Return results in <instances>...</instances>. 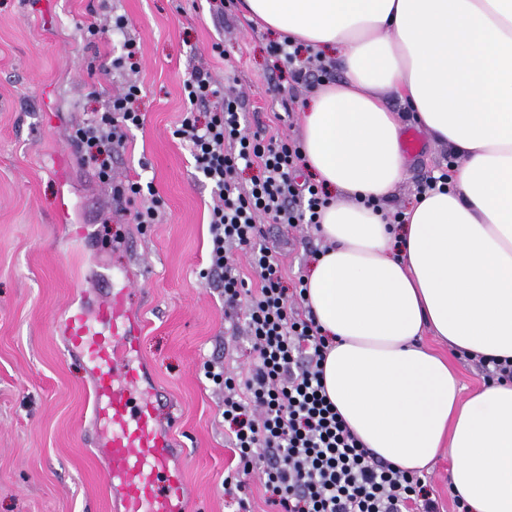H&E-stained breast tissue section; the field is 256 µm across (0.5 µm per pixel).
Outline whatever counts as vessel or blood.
Here are the masks:
<instances>
[{
  "mask_svg": "<svg viewBox=\"0 0 512 512\" xmlns=\"http://www.w3.org/2000/svg\"><path fill=\"white\" fill-rule=\"evenodd\" d=\"M59 327L68 349L89 366L96 447L122 512H185L184 476L171 466L156 425L160 397L144 384L125 289H111L94 307L66 309Z\"/></svg>",
  "mask_w": 512,
  "mask_h": 512,
  "instance_id": "b4317fda",
  "label": "vessel or blood"
}]
</instances>
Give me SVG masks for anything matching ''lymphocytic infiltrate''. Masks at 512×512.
Segmentation results:
<instances>
[{
	"label": "lymphocytic infiltrate",
	"mask_w": 512,
	"mask_h": 512,
	"mask_svg": "<svg viewBox=\"0 0 512 512\" xmlns=\"http://www.w3.org/2000/svg\"><path fill=\"white\" fill-rule=\"evenodd\" d=\"M139 91L128 83L72 135L79 148L100 157V181L111 184L115 198L129 201L141 197L143 186L114 180L110 159L128 132L144 124L134 106ZM184 93L189 107L174 134L190 143L195 168L213 195L211 249L201 275L218 279L226 306H244L257 357L241 378L215 363L205 366L207 378L224 388L237 487H245L260 460L266 501L275 512H438L425 475L372 459L340 418L324 390L326 339L303 307L305 290L284 285L277 258L260 241V219L311 226L327 203L321 185L297 179L299 145L246 132L239 96L219 86L208 69L195 68ZM202 107L208 110L203 118ZM246 169L254 175L245 186L235 173ZM235 247L247 250L256 286L230 263Z\"/></svg>",
	"instance_id": "lymphocytic-infiltrate-1"
}]
</instances>
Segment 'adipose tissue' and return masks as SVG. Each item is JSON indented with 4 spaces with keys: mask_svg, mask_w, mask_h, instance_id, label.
<instances>
[{
    "mask_svg": "<svg viewBox=\"0 0 512 512\" xmlns=\"http://www.w3.org/2000/svg\"><path fill=\"white\" fill-rule=\"evenodd\" d=\"M254 24L332 52L342 80L303 114L306 167L332 194L306 304L332 340L326 393L374 457L441 453L468 512H512V382L464 395L451 353L512 361V0H242ZM399 98L462 158L453 184L384 204L402 180Z\"/></svg>",
    "mask_w": 512,
    "mask_h": 512,
    "instance_id": "obj_1",
    "label": "adipose tissue"
}]
</instances>
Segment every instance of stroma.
Instances as JSON below:
<instances>
[{"instance_id":"1","label":"stroma","mask_w":512,"mask_h":512,"mask_svg":"<svg viewBox=\"0 0 512 512\" xmlns=\"http://www.w3.org/2000/svg\"><path fill=\"white\" fill-rule=\"evenodd\" d=\"M124 17L141 42L135 103L145 115L112 156L116 179L152 185L137 203L113 200L94 160L72 142L76 125L127 80L113 70L122 35L90 41L86 24ZM276 33L238 7L211 0H0V512H114L105 460L91 438V383L56 329L84 295L126 285L139 324L140 361L163 399L158 423L174 446L191 512H271L258 474L245 489L224 483V390L206 362L246 374L255 363L240 319L224 313L221 284L201 278L209 251V185L190 147L173 137L187 108L183 87L205 64L241 97L248 132L301 135V107L316 82L291 81L270 47ZM222 43L223 53L213 52ZM390 206L404 207L448 156L420 133ZM157 202L159 223L133 221ZM288 285L324 246L315 228L262 223Z\"/></svg>"}]
</instances>
